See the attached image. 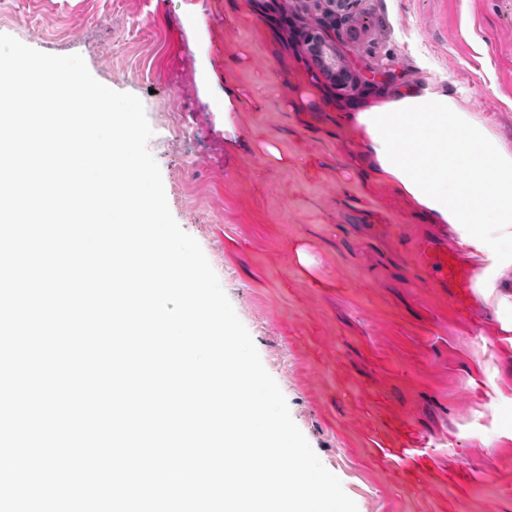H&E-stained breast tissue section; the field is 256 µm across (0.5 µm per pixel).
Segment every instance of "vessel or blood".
I'll return each instance as SVG.
<instances>
[{
	"mask_svg": "<svg viewBox=\"0 0 512 512\" xmlns=\"http://www.w3.org/2000/svg\"><path fill=\"white\" fill-rule=\"evenodd\" d=\"M416 264L431 284L447 288L456 313L468 314L474 310L473 269L464 263L458 251L449 246L446 238L424 241L418 251ZM413 433H406L394 447L375 444L374 454L385 462H401L412 454Z\"/></svg>",
	"mask_w": 512,
	"mask_h": 512,
	"instance_id": "1",
	"label": "vessel or blood"
}]
</instances>
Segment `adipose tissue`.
<instances>
[{
  "mask_svg": "<svg viewBox=\"0 0 512 512\" xmlns=\"http://www.w3.org/2000/svg\"><path fill=\"white\" fill-rule=\"evenodd\" d=\"M373 182L411 198L430 223L450 225L479 269L477 291L512 333V152L461 100L428 88L358 112Z\"/></svg>",
  "mask_w": 512,
  "mask_h": 512,
  "instance_id": "1",
  "label": "adipose tissue"
}]
</instances>
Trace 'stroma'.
<instances>
[{
  "instance_id": "35a3bbf8",
  "label": "stroma",
  "mask_w": 512,
  "mask_h": 512,
  "mask_svg": "<svg viewBox=\"0 0 512 512\" xmlns=\"http://www.w3.org/2000/svg\"><path fill=\"white\" fill-rule=\"evenodd\" d=\"M328 0H0V33L137 96L169 209L201 246L290 415L358 512H512V352L457 316L416 248L436 225L352 165L353 116L465 88L512 149V0H350L358 83L313 79ZM241 100L224 110V89ZM411 425L425 470L373 457Z\"/></svg>"
}]
</instances>
